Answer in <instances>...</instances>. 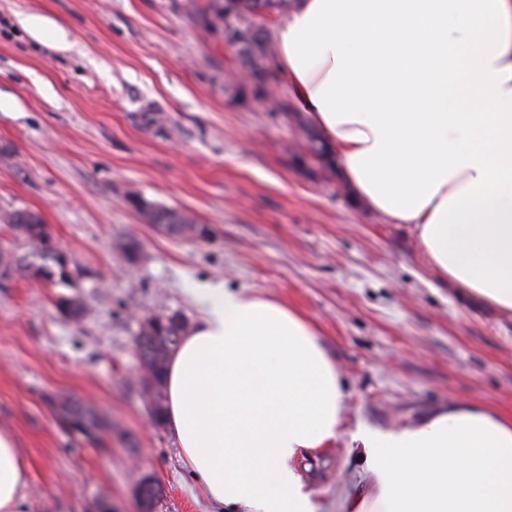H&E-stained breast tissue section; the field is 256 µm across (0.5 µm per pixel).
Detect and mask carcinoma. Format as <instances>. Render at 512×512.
Returning <instances> with one entry per match:
<instances>
[{"mask_svg": "<svg viewBox=\"0 0 512 512\" xmlns=\"http://www.w3.org/2000/svg\"><path fill=\"white\" fill-rule=\"evenodd\" d=\"M293 0H208L207 7L199 18L201 30L211 35L216 21L227 19L231 24L232 36L242 41L238 54L241 69L248 73L249 86L253 96H267L271 92L272 74L266 65L272 55L267 32L256 25L259 14H283ZM130 203L145 219L168 235L190 240L196 237L198 222L190 215L166 206L152 204L139 196L130 197ZM9 225L15 237L22 243L26 253H0V275L13 273L29 279H48L53 276L47 262L64 266V261L53 251L46 249V225L41 217L27 209H15L0 217ZM166 324L157 328L141 329L135 345L142 367L139 381L141 394L147 402L155 425H164L165 381L164 373L170 356L179 347L185 336L186 318L173 313L165 316ZM56 410L68 421H78L90 428H104V425L83 404L65 400L56 405Z\"/></svg>", "mask_w": 512, "mask_h": 512, "instance_id": "cac0c4a2", "label": "carcinoma"}]
</instances>
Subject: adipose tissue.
<instances>
[{
    "instance_id": "ef3b65f1",
    "label": "adipose tissue",
    "mask_w": 512,
    "mask_h": 512,
    "mask_svg": "<svg viewBox=\"0 0 512 512\" xmlns=\"http://www.w3.org/2000/svg\"><path fill=\"white\" fill-rule=\"evenodd\" d=\"M272 37L353 200L512 318V0H294ZM197 301L165 374L184 467L215 512H315L301 463L336 440L343 401L318 329L246 291ZM353 441L370 482L343 512H512V414L455 402ZM26 487L0 429V512Z\"/></svg>"
}]
</instances>
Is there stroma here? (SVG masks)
Masks as SVG:
<instances>
[{
	"instance_id": "1",
	"label": "stroma",
	"mask_w": 512,
	"mask_h": 512,
	"mask_svg": "<svg viewBox=\"0 0 512 512\" xmlns=\"http://www.w3.org/2000/svg\"><path fill=\"white\" fill-rule=\"evenodd\" d=\"M206 5L0 0V214L39 213L70 272L0 281V428L28 472L21 512H141L145 477L162 488L152 512H212L138 393L135 348L145 317L196 322L204 284L283 301L322 335L345 399L333 450L306 473L317 512L369 483L358 429L412 426L461 399L512 412V319L444 283L409 225L305 157L309 123L282 78L288 111L245 98L223 36L199 27ZM31 15L54 38L27 30ZM133 192L208 239L146 223ZM70 398L107 421L100 440L59 418Z\"/></svg>"
}]
</instances>
